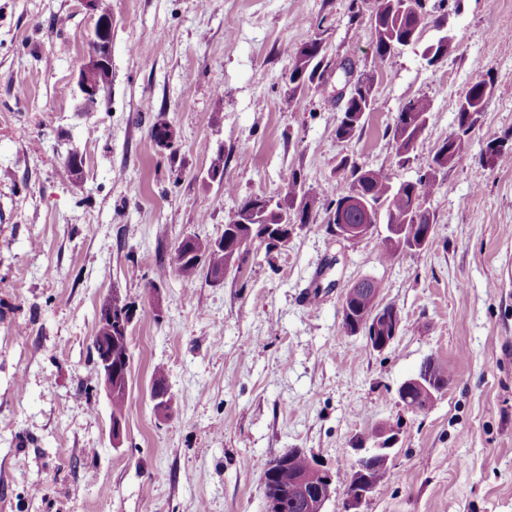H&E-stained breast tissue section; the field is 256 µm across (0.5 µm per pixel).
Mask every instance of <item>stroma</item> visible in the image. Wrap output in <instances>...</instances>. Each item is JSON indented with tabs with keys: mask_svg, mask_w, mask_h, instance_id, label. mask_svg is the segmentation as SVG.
I'll return each mask as SVG.
<instances>
[{
	"mask_svg": "<svg viewBox=\"0 0 512 512\" xmlns=\"http://www.w3.org/2000/svg\"><path fill=\"white\" fill-rule=\"evenodd\" d=\"M110 3L112 80L85 112L75 75L96 18L83 0H0V512H264L271 456L300 448L340 478L354 441L395 422L388 476L363 512H512V163L485 153L512 135V0H446L377 68L351 0ZM446 34L454 50L427 65ZM317 35L333 68L293 93L291 58ZM346 56L371 71L376 105L342 141ZM484 76L494 96L467 161L436 177L423 250L385 257L381 224L338 239L319 209L286 245L254 241L221 282L188 286L173 271L182 238L219 236L241 199L285 195L293 171L330 198L347 186L344 156L416 179ZM420 96L432 111L401 165L387 130ZM160 120L172 148L151 137ZM71 149L80 195L58 174ZM219 150L224 181L210 183ZM365 278L402 320L381 351L342 328V296ZM115 289L136 306L118 448L92 348ZM429 361L451 382L426 412L407 411L398 390ZM158 367L166 419L150 398Z\"/></svg>",
	"mask_w": 512,
	"mask_h": 512,
	"instance_id": "1",
	"label": "stroma"
}]
</instances>
